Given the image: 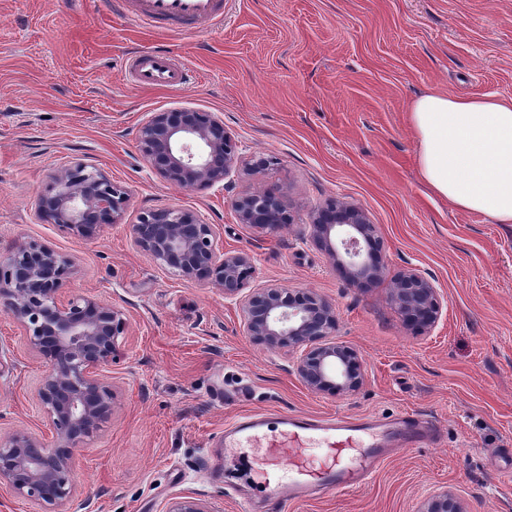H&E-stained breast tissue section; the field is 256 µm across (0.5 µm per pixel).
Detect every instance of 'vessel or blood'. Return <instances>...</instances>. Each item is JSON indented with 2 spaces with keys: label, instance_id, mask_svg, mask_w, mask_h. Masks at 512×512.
Here are the masks:
<instances>
[{
  "label": "vessel or blood",
  "instance_id": "1",
  "mask_svg": "<svg viewBox=\"0 0 512 512\" xmlns=\"http://www.w3.org/2000/svg\"><path fill=\"white\" fill-rule=\"evenodd\" d=\"M112 6L128 18L162 30L191 31L224 23V0H113ZM131 75L144 88H179L192 78L190 69L164 50L134 56ZM438 437L435 423L412 414L386 421L247 413L225 425L218 443L228 452L253 449V471L264 475L267 497L279 499L355 488L388 455L390 444L414 446Z\"/></svg>",
  "mask_w": 512,
  "mask_h": 512
}]
</instances>
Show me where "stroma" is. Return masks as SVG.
<instances>
[{"instance_id":"35a3bbf8","label":"stroma","mask_w":512,"mask_h":512,"mask_svg":"<svg viewBox=\"0 0 512 512\" xmlns=\"http://www.w3.org/2000/svg\"><path fill=\"white\" fill-rule=\"evenodd\" d=\"M166 50L193 70L181 88H142L138 52ZM512 98V0H228L224 24L198 32L133 25L109 0H0V253L34 240L70 257L66 293L112 304L126 320L106 371L112 418L75 455L76 493L59 512H164L193 497L213 512H421L450 490L467 512H512V224L451 207L421 181L407 118L417 96ZM177 108L213 112L244 157L270 159L230 186L184 190L141 156L139 125ZM81 162L125 188L116 223L93 238L39 216L52 175ZM280 193L292 217L270 236L238 224L233 199ZM359 206L384 242L382 280L349 284L304 240L314 209ZM173 205L215 224L225 247L254 255L253 287L313 290L335 306L337 336L359 350L364 385L349 395L307 389L294 355L246 335L223 293L179 280L138 251L129 226ZM415 269L442 295L425 332L388 301ZM48 370L22 327L0 311V434L53 446L38 390ZM438 421L424 447L394 451L359 488L273 502L225 481L241 467L215 438L234 415Z\"/></svg>"}]
</instances>
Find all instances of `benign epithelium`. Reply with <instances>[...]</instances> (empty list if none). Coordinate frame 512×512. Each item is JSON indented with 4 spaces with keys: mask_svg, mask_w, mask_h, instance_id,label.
Wrapping results in <instances>:
<instances>
[{
    "mask_svg": "<svg viewBox=\"0 0 512 512\" xmlns=\"http://www.w3.org/2000/svg\"><path fill=\"white\" fill-rule=\"evenodd\" d=\"M139 151L166 182L186 190L224 183L240 168L238 145L213 112L191 108L152 113L138 128ZM127 192L82 163L58 171L36 201L38 214L72 234L90 238L121 215ZM238 223L272 234L291 223L284 200L265 189L237 196ZM134 247L186 283H205L224 292L241 312L246 334L271 352L297 353L296 373L316 392L351 393L365 382L357 350L336 339V309L312 291L268 285L247 288L256 277L252 256L224 248L216 227L175 206L141 212L129 225ZM308 239L323 249L352 283L385 276L382 239L359 207L332 200L311 214ZM70 257L35 241L14 244L0 255V310L23 328L29 345L49 370L38 391L55 446L16 431L0 435V486L14 494L58 507L75 494L74 459L79 445L94 437L114 408L103 370L116 362L117 338L126 321L114 306L92 297L66 298ZM389 301L411 325L431 329L440 317L438 288L416 270L395 278ZM165 512H213L193 498L170 502ZM421 512H466L454 493L431 494Z\"/></svg>",
    "mask_w": 512,
    "mask_h": 512,
    "instance_id": "1",
    "label": "benign epithelium"
}]
</instances>
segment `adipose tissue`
<instances>
[{
  "label": "adipose tissue",
  "mask_w": 512,
  "mask_h": 512,
  "mask_svg": "<svg viewBox=\"0 0 512 512\" xmlns=\"http://www.w3.org/2000/svg\"><path fill=\"white\" fill-rule=\"evenodd\" d=\"M408 122L417 168L431 192L459 210L512 224V100L431 91Z\"/></svg>",
  "instance_id": "obj_1"
}]
</instances>
